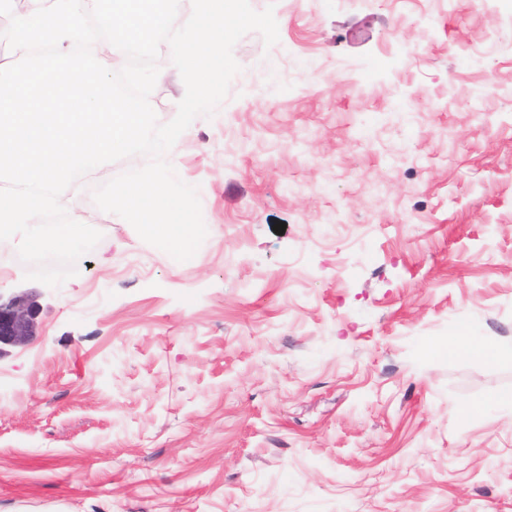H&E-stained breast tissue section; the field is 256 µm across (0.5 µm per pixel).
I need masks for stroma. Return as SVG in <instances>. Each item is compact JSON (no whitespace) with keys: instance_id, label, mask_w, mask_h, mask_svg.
<instances>
[{"instance_id":"1","label":"stroma","mask_w":512,"mask_h":512,"mask_svg":"<svg viewBox=\"0 0 512 512\" xmlns=\"http://www.w3.org/2000/svg\"><path fill=\"white\" fill-rule=\"evenodd\" d=\"M510 13L277 0L178 147L192 259L94 203L144 155L76 181L102 237L59 287L0 247L38 305L0 354V512H512ZM461 349L468 350L471 354L484 360H493L497 356V350L492 345L471 344L463 336H452L448 339V356H452Z\"/></svg>"}]
</instances>
